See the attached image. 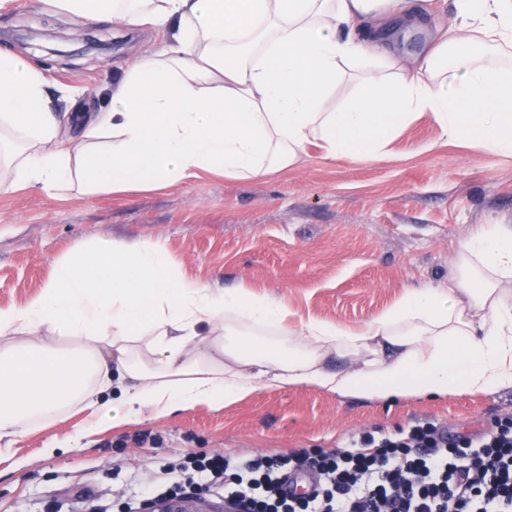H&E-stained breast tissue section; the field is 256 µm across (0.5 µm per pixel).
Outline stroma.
<instances>
[{"mask_svg": "<svg viewBox=\"0 0 512 512\" xmlns=\"http://www.w3.org/2000/svg\"><path fill=\"white\" fill-rule=\"evenodd\" d=\"M91 37L106 50L56 55ZM164 35L150 27L82 26L39 0L0 14V51L38 65L74 92L59 110L102 112L112 77ZM479 224L512 225V155L448 141L429 115L402 127L381 158H329L308 145L301 162L257 179L204 174L149 192L51 197L0 193V307L46 285L77 245L160 243L182 274L216 291L249 284L281 299L291 324L311 319L361 326L406 289L447 286L458 250ZM512 413V390L451 394L392 405L341 399L311 387H262L234 404L199 405L113 427L85 412L32 425L0 452V512H51L79 498L122 512L156 485L164 465L192 452L246 460L325 450L366 431L431 421L475 432Z\"/></svg>", "mask_w": 512, "mask_h": 512, "instance_id": "1", "label": "stroma"}]
</instances>
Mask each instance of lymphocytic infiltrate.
I'll return each mask as SVG.
<instances>
[{"instance_id": "obj_1", "label": "lymphocytic infiltrate", "mask_w": 512, "mask_h": 512, "mask_svg": "<svg viewBox=\"0 0 512 512\" xmlns=\"http://www.w3.org/2000/svg\"><path fill=\"white\" fill-rule=\"evenodd\" d=\"M191 467L189 482L169 481L160 492L220 496L234 512H512V415L475 433L417 422L328 452L240 463L201 454ZM301 473L316 477L313 490L284 491Z\"/></svg>"}]
</instances>
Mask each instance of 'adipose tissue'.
I'll use <instances>...</instances> for the list:
<instances>
[{
  "instance_id": "adipose-tissue-1",
  "label": "adipose tissue",
  "mask_w": 512,
  "mask_h": 512,
  "mask_svg": "<svg viewBox=\"0 0 512 512\" xmlns=\"http://www.w3.org/2000/svg\"><path fill=\"white\" fill-rule=\"evenodd\" d=\"M72 19L151 26L166 40L112 82L108 111L83 117L76 148L33 63L0 51V192L146 191L203 173L252 179L296 165L307 146L379 159L398 129L430 114L451 140L512 155V69L485 65L512 47V0H452L415 60L379 32L427 0H42ZM348 37H338L340 27ZM363 74L329 102L348 66ZM157 243L78 246L41 293L0 308V447L31 422L88 410L115 426L198 405L221 407L260 387H315L394 403L512 388V225L480 224L449 288H411L372 323H288L281 300L248 285L212 292L179 276ZM215 338L195 351L203 331Z\"/></svg>"
}]
</instances>
